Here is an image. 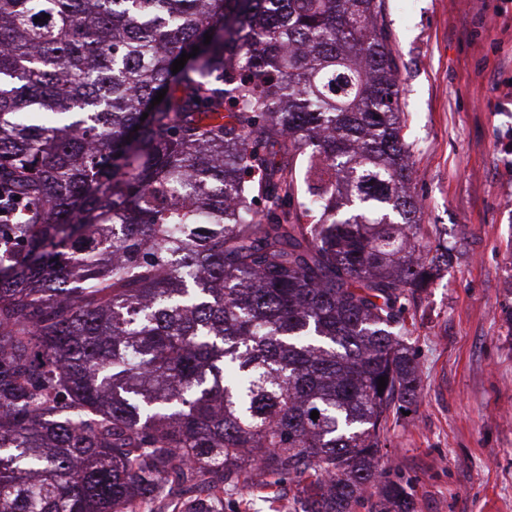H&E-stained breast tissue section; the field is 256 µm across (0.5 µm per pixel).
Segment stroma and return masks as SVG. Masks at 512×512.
<instances>
[{
    "label": "stroma",
    "instance_id": "stroma-1",
    "mask_svg": "<svg viewBox=\"0 0 512 512\" xmlns=\"http://www.w3.org/2000/svg\"><path fill=\"white\" fill-rule=\"evenodd\" d=\"M412 190L427 240L454 248L407 341L419 405L381 471L416 512H512V0H386ZM285 478L224 494V512H295Z\"/></svg>",
    "mask_w": 512,
    "mask_h": 512
}]
</instances>
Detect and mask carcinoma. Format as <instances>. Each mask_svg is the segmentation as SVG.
<instances>
[{
  "label": "carcinoma",
  "mask_w": 512,
  "mask_h": 512,
  "mask_svg": "<svg viewBox=\"0 0 512 512\" xmlns=\"http://www.w3.org/2000/svg\"><path fill=\"white\" fill-rule=\"evenodd\" d=\"M398 70L385 0H0V512H414L378 462L449 247ZM259 482L234 491H224V512H295L296 483L288 478Z\"/></svg>",
  "instance_id": "obj_1"
}]
</instances>
